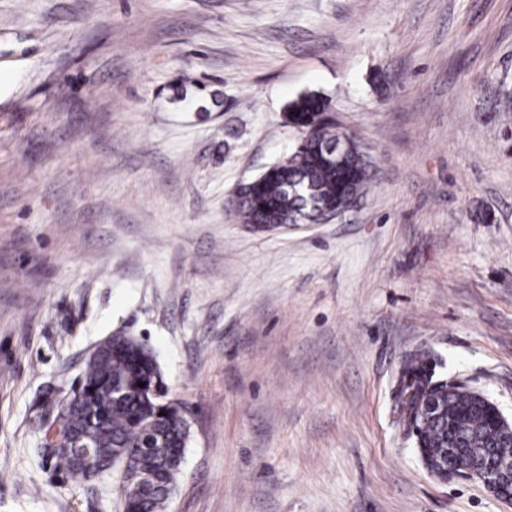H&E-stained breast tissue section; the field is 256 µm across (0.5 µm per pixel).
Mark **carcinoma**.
I'll list each match as a JSON object with an SVG mask.
<instances>
[{
  "label": "carcinoma",
  "mask_w": 512,
  "mask_h": 512,
  "mask_svg": "<svg viewBox=\"0 0 512 512\" xmlns=\"http://www.w3.org/2000/svg\"><path fill=\"white\" fill-rule=\"evenodd\" d=\"M330 103L315 93H303L288 103V124L305 129L288 157L268 167L252 180L251 190L235 198L236 212L245 224H286L293 218L312 222L325 208H348L368 189L373 160L365 144L356 140L341 159L329 155L325 144L334 139L336 127L324 120ZM161 378L153 352L141 340L116 332L101 346L98 356L86 363L73 399L63 406L61 436L70 447L55 453V462L72 480L88 479L80 456L85 446L105 468L123 463L147 485L155 488L129 503V512H165L174 492L189 431L178 407L164 408L159 398L143 396L137 385ZM400 418L416 433L419 450H433L448 443L457 426L470 431L469 446L490 448L497 429L487 410L476 407V397L436 377L428 359H415L401 375ZM429 398H441L448 407L447 420H422L418 408ZM491 459L469 452L457 469H485Z\"/></svg>",
  "instance_id": "1"
}]
</instances>
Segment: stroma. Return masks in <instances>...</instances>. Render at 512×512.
Masks as SVG:
<instances>
[{
  "label": "stroma",
  "mask_w": 512,
  "mask_h": 512,
  "mask_svg": "<svg viewBox=\"0 0 512 512\" xmlns=\"http://www.w3.org/2000/svg\"><path fill=\"white\" fill-rule=\"evenodd\" d=\"M304 92L374 180L256 230ZM119 329L188 412L167 512H512L398 422L425 353L512 422V0H0V512H121L36 406Z\"/></svg>",
  "instance_id": "35a3bbf8"
}]
</instances>
